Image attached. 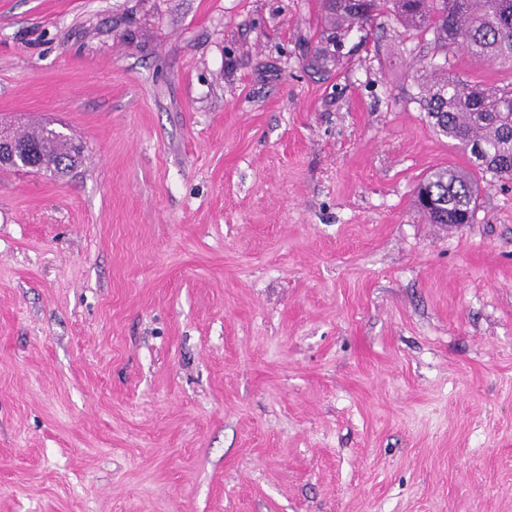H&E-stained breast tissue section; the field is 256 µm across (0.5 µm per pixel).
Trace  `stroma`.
<instances>
[{
  "instance_id": "1",
  "label": "stroma",
  "mask_w": 512,
  "mask_h": 512,
  "mask_svg": "<svg viewBox=\"0 0 512 512\" xmlns=\"http://www.w3.org/2000/svg\"><path fill=\"white\" fill-rule=\"evenodd\" d=\"M323 0H0V512H512V180L470 224L427 62ZM30 143L34 149L32 163H40V167H46V171L63 174L73 168L80 159V148L73 145L62 135H59L47 127L34 129L31 134L20 136ZM30 147L24 141H15L0 134V168L36 169L25 163Z\"/></svg>"
}]
</instances>
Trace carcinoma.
I'll list each match as a JSON object with an SVG mask.
<instances>
[{"mask_svg":"<svg viewBox=\"0 0 512 512\" xmlns=\"http://www.w3.org/2000/svg\"><path fill=\"white\" fill-rule=\"evenodd\" d=\"M336 25L363 26L390 13L407 28L430 33L443 53L462 48L476 61L512 62V0H323ZM421 84L419 104L442 136L455 142L470 168H438L417 191V205L433 224H470L477 174L512 178V88L465 83L448 77V62ZM34 149L32 163L63 174L80 159V148L47 127L22 135ZM439 203L428 209L422 195Z\"/></svg>","mask_w":512,"mask_h":512,"instance_id":"cac0c4a2","label":"carcinoma"}]
</instances>
